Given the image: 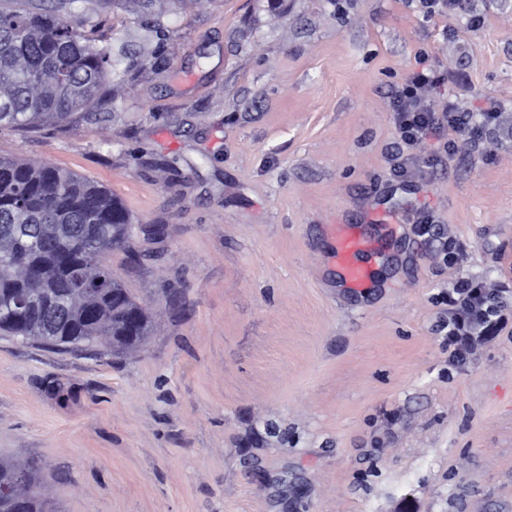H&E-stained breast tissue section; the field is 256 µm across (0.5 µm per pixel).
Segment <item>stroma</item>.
Instances as JSON below:
<instances>
[{
	"label": "stroma",
	"mask_w": 512,
	"mask_h": 512,
	"mask_svg": "<svg viewBox=\"0 0 512 512\" xmlns=\"http://www.w3.org/2000/svg\"><path fill=\"white\" fill-rule=\"evenodd\" d=\"M79 12L102 45L126 34L118 77L67 122L0 128V155L163 225L137 260L107 256L156 331L117 358L0 335V456L36 462L57 512H512V311L457 368L437 332L453 279L512 280V0ZM423 56L469 76L435 97L502 113L478 148L422 146L426 172L398 179L390 101ZM419 207L467 245L461 266L414 235ZM360 241L352 238H342L338 246V255L346 263L349 281L354 286H361L367 276L364 261L361 259Z\"/></svg>",
	"instance_id": "stroma-1"
}]
</instances>
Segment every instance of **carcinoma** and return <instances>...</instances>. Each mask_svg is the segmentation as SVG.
<instances>
[{"label": "carcinoma", "mask_w": 512, "mask_h": 512, "mask_svg": "<svg viewBox=\"0 0 512 512\" xmlns=\"http://www.w3.org/2000/svg\"><path fill=\"white\" fill-rule=\"evenodd\" d=\"M0 126L63 123L94 107L116 75L81 20L0 9ZM132 223L99 186L50 163L0 157V332L114 354L155 332L150 310L112 274V235ZM25 296L20 311L10 307ZM22 512H51L30 467Z\"/></svg>", "instance_id": "carcinoma-1"}]
</instances>
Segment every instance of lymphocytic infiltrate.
<instances>
[{"mask_svg":"<svg viewBox=\"0 0 512 512\" xmlns=\"http://www.w3.org/2000/svg\"><path fill=\"white\" fill-rule=\"evenodd\" d=\"M452 81L463 85L468 77L463 72L446 74L420 64L398 85L391 100L396 147L389 157L392 174L405 176L416 162L414 150L428 139H435L436 149L448 146H475L479 129L498 123L501 105L496 98H487L483 109L469 112L449 100L432 98V89ZM414 232L437 255L450 265H458L464 246L448 238L432 213L418 212ZM448 307V319L442 325L448 343L449 359L460 365L481 344L497 335L506 326L501 305L492 301L481 281L460 277L451 282L443 294Z\"/></svg>","mask_w":512,"mask_h":512,"instance_id":"lymphocytic-infiltrate-1","label":"lymphocytic infiltrate"}]
</instances>
